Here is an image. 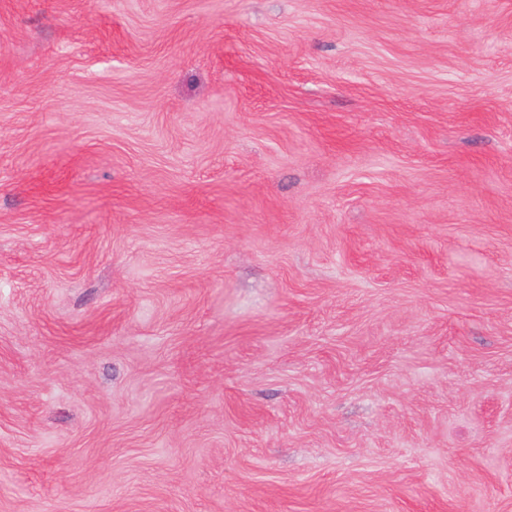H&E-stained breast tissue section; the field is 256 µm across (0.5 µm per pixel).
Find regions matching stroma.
I'll use <instances>...</instances> for the list:
<instances>
[{
	"label": "stroma",
	"instance_id": "obj_1",
	"mask_svg": "<svg viewBox=\"0 0 512 512\" xmlns=\"http://www.w3.org/2000/svg\"><path fill=\"white\" fill-rule=\"evenodd\" d=\"M0 512H512V0H0Z\"/></svg>",
	"mask_w": 512,
	"mask_h": 512
}]
</instances>
